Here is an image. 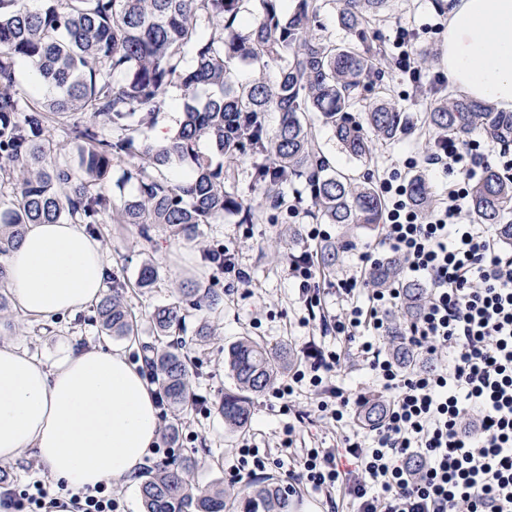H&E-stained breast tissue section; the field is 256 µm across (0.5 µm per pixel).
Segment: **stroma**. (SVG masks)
<instances>
[{
    "instance_id": "35a3bbf8",
    "label": "stroma",
    "mask_w": 512,
    "mask_h": 512,
    "mask_svg": "<svg viewBox=\"0 0 512 512\" xmlns=\"http://www.w3.org/2000/svg\"><path fill=\"white\" fill-rule=\"evenodd\" d=\"M439 12L438 0H391L389 9L374 27L375 34L384 42L397 29L410 33L411 50L419 61L417 78H410L388 64L384 67V80L390 84L396 104L412 123L429 110L438 96L452 90L439 67L443 32L432 27ZM315 130L336 169L375 182L393 168L402 177L412 176L413 171L407 166L409 159L421 158L432 138L428 130H414L407 137L380 145L375 160L366 163L342 152L325 126L316 125ZM251 171L250 160L239 162L236 171L239 191L260 214L251 226H241L238 216L228 214L223 223L200 225L197 239L188 242L170 238L159 227L146 234L137 224L104 225L102 245L107 264L129 283L126 301L138 321L136 339L101 334L92 309L71 319L38 322L10 308L0 316V345H18L51 365L70 349L99 341L125 348L130 359L139 362L144 358V346L155 342L149 322L151 312L157 305L172 302L180 284L192 281L223 289V300L215 311L191 312L186 321L191 332L203 321H210L217 334L206 345L192 346L191 352L198 360L192 378L196 401L179 426L175 442L161 436L157 439L158 447L169 448L171 457L191 459L195 480L200 485L217 479L228 489L236 486L230 473L239 464L240 449L247 446L258 449L268 458L266 472L297 485L295 512H351L352 507L342 494L328 495L300 484L297 462L304 449L337 450L344 436L365 430L356 415H349L339 423L318 412L317 404L326 398L330 387L368 396L379 394L381 387L356 345H344L339 337L322 334L320 329L307 325L306 320L313 313L330 322L341 312L344 303L336 291V282L359 273V255L374 243L377 233L365 227L354 230L351 248L343 253L334 275L320 282L319 302L315 308H307L302 293L288 276L291 259L300 255L307 243L301 237L283 236L282 224H272L263 218L266 205L253 187ZM224 245L234 250L239 267L249 273L248 284L237 283L209 263V250ZM148 262L158 267L159 277L154 287L137 288L138 271ZM247 334L261 337L272 345L288 343L294 356L292 367L296 370L304 369L309 352L315 349L339 350L343 356L339 370L330 373L320 387L296 386L290 413H283L281 401L272 392L256 397L250 427L240 433L225 428L218 405L225 392L234 387L224 361L225 353L239 337ZM294 411L306 413L307 418L299 426L292 447L286 448L282 445L284 428Z\"/></svg>"
}]
</instances>
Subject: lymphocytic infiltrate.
Masks as SVG:
<instances>
[{
    "mask_svg": "<svg viewBox=\"0 0 512 512\" xmlns=\"http://www.w3.org/2000/svg\"><path fill=\"white\" fill-rule=\"evenodd\" d=\"M481 160L478 142L465 154L453 138H436L425 167L451 181L426 215L404 180L382 178L383 230L359 255L370 267L396 255L408 277L427 282L408 341L448 348L446 364L407 374L375 349L400 289L355 275L336 283L347 306L333 328L358 343L389 404L365 436L344 440L358 472L343 475L335 456L311 448L300 478L317 490L343 485L355 512H512V253L490 227L462 220Z\"/></svg>",
    "mask_w": 512,
    "mask_h": 512,
    "instance_id": "1",
    "label": "lymphocytic infiltrate"
}]
</instances>
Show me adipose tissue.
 Returning a JSON list of instances; mask_svg holds the SVG:
<instances>
[{
  "label": "adipose tissue",
  "instance_id": "obj_1",
  "mask_svg": "<svg viewBox=\"0 0 512 512\" xmlns=\"http://www.w3.org/2000/svg\"><path fill=\"white\" fill-rule=\"evenodd\" d=\"M443 73L465 95L512 110V0H442ZM0 288L40 321L95 306L107 265L100 242L80 224H32L6 260ZM156 387L126 356L97 344L45 365L0 346V462L33 450L71 493L145 465L157 442Z\"/></svg>",
  "mask_w": 512,
  "mask_h": 512
}]
</instances>
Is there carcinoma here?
<instances>
[{"label": "carcinoma", "mask_w": 512, "mask_h": 512, "mask_svg": "<svg viewBox=\"0 0 512 512\" xmlns=\"http://www.w3.org/2000/svg\"><path fill=\"white\" fill-rule=\"evenodd\" d=\"M0 0V258L15 249L30 224H83L102 236L101 225L158 224L174 238L195 239L201 224L226 214L243 224L256 219L238 194L235 163L254 158L252 179L279 218L284 188L306 177L316 218L346 228L376 227L386 204L368 182L333 167L317 139L315 121L332 132L349 156L371 162L376 142L408 134L404 114L379 85L384 45L370 33L390 0H340L339 26L351 35L342 44L319 33L326 0ZM247 66L253 77L242 80ZM26 68L33 79L18 86ZM275 79L269 78L270 71ZM378 89L377 101L359 111L364 93ZM179 93V123L159 141L151 132L170 93ZM279 114L267 129L265 115ZM423 122L457 140L477 137L489 145L512 142V112L465 95L436 99ZM52 128L66 139L48 138ZM128 164L124 183L134 191L115 196L112 166ZM410 194L428 212L426 183L411 181ZM512 177L487 167L471 184L468 217L488 224L512 245ZM348 245L341 238L315 245L318 265L332 273ZM159 276L141 268L136 286L150 288ZM396 258L370 273L375 286L399 280ZM109 293L96 306V321L108 336L135 337V316L125 301L126 283L109 272ZM402 316L412 323L425 302L424 288L402 284ZM218 288H182L175 301L151 313L160 346L145 347V361L174 408L172 429L195 401L187 342L204 344L214 329L204 323L191 340L185 332L189 310L216 309ZM402 368L417 365L404 336L388 340ZM290 347H271L253 336L231 345L225 362L236 381L219 411L230 430L245 432L253 398L290 365ZM385 404L369 401L360 412L377 424ZM142 512H294L293 495L280 476L269 473L237 492L196 484L190 462L162 460L141 476Z\"/></svg>", "instance_id": "carcinoma-1"}]
</instances>
